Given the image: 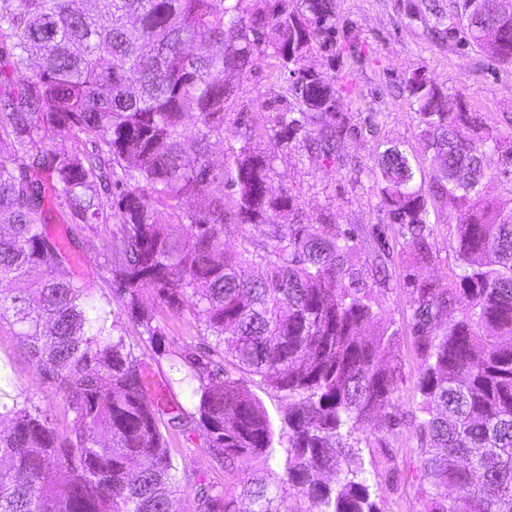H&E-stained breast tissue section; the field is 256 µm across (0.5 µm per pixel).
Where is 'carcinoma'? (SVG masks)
I'll return each mask as SVG.
<instances>
[{
	"instance_id": "1",
	"label": "carcinoma",
	"mask_w": 512,
	"mask_h": 512,
	"mask_svg": "<svg viewBox=\"0 0 512 512\" xmlns=\"http://www.w3.org/2000/svg\"><path fill=\"white\" fill-rule=\"evenodd\" d=\"M0 0V321L19 327L25 354L60 398L64 423L26 400L0 430V512H379L349 443L382 418L401 381L399 330L376 310L387 282L381 238L365 250L336 214L301 222L298 198L275 192L279 154L316 152L330 164L350 130L338 110L352 81L327 79L310 60H336L335 0ZM497 34L466 22L455 0L448 29L512 65V10L482 0ZM264 56L288 74L291 100L240 115L238 144L217 166L227 106ZM422 152L444 161L430 184L416 150L376 148L366 169L411 265L435 261L429 200L456 206L448 283L414 279L410 333L422 369L424 418L414 478L419 512H512V199L492 185L490 148L512 160V131L465 109L412 73ZM71 141L69 149L60 146ZM70 218L55 231L57 213ZM113 225L101 271L154 359H177L193 409L154 394L147 363L75 266L72 225ZM241 228L240 249L224 225ZM188 305L210 341L167 349L142 303ZM284 393L288 448L276 455L266 409L224 364ZM201 431L224 469L274 459L229 491L179 464L168 436ZM55 463L56 475L46 476ZM301 501L294 508L290 500Z\"/></svg>"
}]
</instances>
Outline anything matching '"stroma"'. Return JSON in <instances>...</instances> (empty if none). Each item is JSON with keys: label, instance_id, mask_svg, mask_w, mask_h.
<instances>
[{"label": "stroma", "instance_id": "35a3bbf8", "mask_svg": "<svg viewBox=\"0 0 512 512\" xmlns=\"http://www.w3.org/2000/svg\"><path fill=\"white\" fill-rule=\"evenodd\" d=\"M341 38V54L333 64L324 66L327 77L352 80L358 95L342 96L339 110L354 130L343 139L339 153L345 168L326 167L321 158L303 151L279 154L271 174L273 190L293 189L300 193L303 216H315L323 210L339 211L338 229L354 224L362 228L361 240L371 245L372 227L384 228L390 249L389 281L375 292L384 319L400 331L398 349L402 381L387 407V414L400 420L393 437L381 442L373 427L357 432V462L365 469L372 485L373 498L380 512H417L419 504L412 485L413 461L418 440L413 418L418 413L419 396L415 383L421 363L407 328L410 318L406 279L447 282L451 273L456 224L447 202L429 204L430 222L438 258L423 267H409L396 225L388 223L374 195L360 186L365 170L372 164L378 143L405 141L415 143L418 114L404 89L403 77L412 72L425 74L440 89L459 93L466 108L483 113L489 122L512 131V65H500L478 48L465 43L460 34L445 32L443 18L453 9V0H335ZM357 54H350L349 46ZM288 83L276 71L272 60L260 58L245 80L224 119V139L213 142L211 158L223 163L227 144L236 142L240 128L235 118L241 112L257 111L259 106L287 98ZM106 228L98 232L78 231L77 241L83 256L79 273L94 300L113 319L122 321L129 342L141 358L150 362L155 389L173 395L183 405L192 402L186 385L180 384L175 367L165 359L152 360V351L141 336L139 326L126 320L120 298L100 276L102 242ZM143 304L163 327L171 349L201 341V327L189 309L174 310L145 293ZM30 396L42 408L60 412L59 399L36 369L24 358L15 329L0 323V405L12 404L17 394ZM172 456L207 474L226 489L238 488L259 464L252 459L238 460L232 471L213 463L203 437H177L170 445Z\"/></svg>", "mask_w": 512, "mask_h": 512}]
</instances>
